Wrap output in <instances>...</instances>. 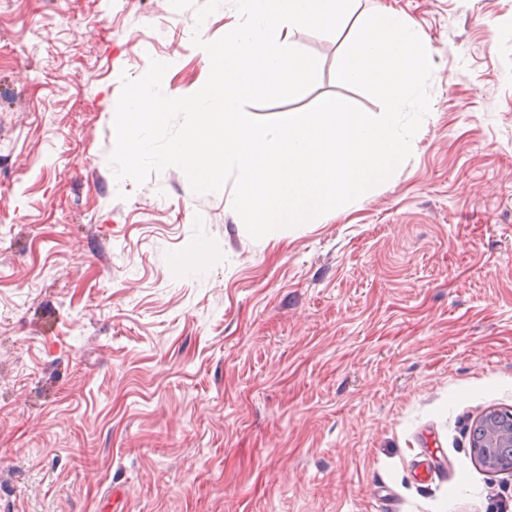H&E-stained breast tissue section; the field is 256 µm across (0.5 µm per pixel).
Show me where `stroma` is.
Returning <instances> with one entry per match:
<instances>
[{"label":"stroma","mask_w":512,"mask_h":512,"mask_svg":"<svg viewBox=\"0 0 512 512\" xmlns=\"http://www.w3.org/2000/svg\"><path fill=\"white\" fill-rule=\"evenodd\" d=\"M204 2L0 0V512H512L470 447L512 411V0H358L432 62L412 155L257 241L232 185L109 161L123 79L207 81ZM327 96L382 111H247Z\"/></svg>","instance_id":"obj_1"}]
</instances>
